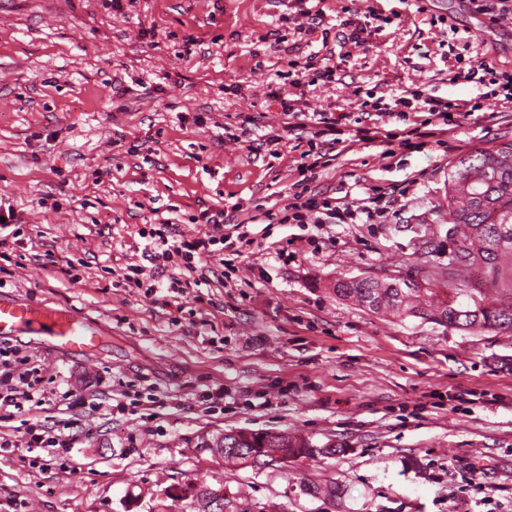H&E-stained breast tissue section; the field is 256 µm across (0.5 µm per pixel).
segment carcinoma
Here are the masks:
<instances>
[{
	"instance_id": "cac0c4a2",
	"label": "carcinoma",
	"mask_w": 512,
	"mask_h": 512,
	"mask_svg": "<svg viewBox=\"0 0 512 512\" xmlns=\"http://www.w3.org/2000/svg\"><path fill=\"white\" fill-rule=\"evenodd\" d=\"M462 176L455 172L448 180V216L457 222L459 212L467 209L465 239L454 249L448 270L441 275L456 282L466 273L483 275L487 289L450 288L444 295L430 294V302L419 301L421 289L413 283L376 278L336 282V296L359 303L370 298L368 309L392 310L401 316L419 317L451 329L476 333L512 331V170L480 181L483 202L473 206L466 199ZM502 294L489 299L486 291Z\"/></svg>"
}]
</instances>
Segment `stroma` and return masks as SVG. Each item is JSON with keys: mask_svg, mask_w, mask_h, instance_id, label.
<instances>
[{"mask_svg": "<svg viewBox=\"0 0 512 512\" xmlns=\"http://www.w3.org/2000/svg\"><path fill=\"white\" fill-rule=\"evenodd\" d=\"M376 5L400 23L342 44L339 23L363 0H325L321 27L300 38L281 21L288 0H136L119 12L105 0H0V197L27 233L0 293L71 308L105 332L90 367L14 338L46 400L0 409V438L40 426L76 441L67 453L0 448V512H198L197 483L242 495L250 512H512V332L375 313L334 291L365 276L446 290L448 176L512 143V112L474 113L419 153L385 160L359 143L317 169L313 188L332 197L393 193L384 223L272 225L230 283L213 260L206 284L170 301L114 285L141 262L138 232L156 214L192 235L204 207L230 224L286 204L307 142L283 136L271 156L285 117L270 89L305 112L353 116L358 87L471 99L476 84L448 73L474 34L487 60L512 69V25L489 27L462 0H427L422 13L411 0ZM313 53L335 81L291 84L289 56ZM247 115L253 126L238 132ZM64 256L86 262L81 283L59 272ZM217 387L223 399L208 400ZM459 390L475 401L448 400ZM238 429L310 447L231 463L214 442ZM332 482L336 500L321 492Z\"/></svg>", "mask_w": 512, "mask_h": 512, "instance_id": "35a3bbf8", "label": "stroma"}]
</instances>
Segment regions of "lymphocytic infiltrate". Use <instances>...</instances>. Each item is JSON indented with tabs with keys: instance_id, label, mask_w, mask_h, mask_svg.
Returning a JSON list of instances; mask_svg holds the SVG:
<instances>
[{
	"instance_id": "1",
	"label": "lymphocytic infiltrate",
	"mask_w": 512,
	"mask_h": 512,
	"mask_svg": "<svg viewBox=\"0 0 512 512\" xmlns=\"http://www.w3.org/2000/svg\"><path fill=\"white\" fill-rule=\"evenodd\" d=\"M464 77L478 84V97L454 100L418 86L410 87L398 95L375 96L363 101L367 117L363 123H351L344 112H315L305 117L292 104L283 103L282 109L288 118L302 121L300 130L307 137L308 161L297 169L299 178L292 185L287 204L278 212H266L268 223L351 224L361 214L374 219L381 211V196L376 189H368L366 197L356 202L330 198L311 189V173L330 167L333 157L328 148L344 139L352 145L378 144L382 158L389 159L398 149L407 153L424 150L430 139L446 134L449 128L459 127L462 119L481 111L484 105L512 109V71L502 70L475 56L470 58ZM392 119L402 121V128L386 129V121ZM196 221L201 225L200 231L188 236L177 233L171 219L155 223L148 233L152 247L145 252L144 263L128 264L119 274L116 287L138 288L148 296L164 287L180 295L187 286L182 273L197 272L200 265L233 243L245 246L252 243L244 223L225 227L223 213L205 209L200 211ZM27 362L19 347L0 341V408L18 407L25 402L39 406L44 402L39 371L28 367Z\"/></svg>"
}]
</instances>
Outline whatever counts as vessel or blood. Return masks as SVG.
Returning a JSON list of instances; mask_svg holds the SVG:
<instances>
[{
	"instance_id": "b4317fda",
	"label": "vessel or blood",
	"mask_w": 512,
	"mask_h": 512,
	"mask_svg": "<svg viewBox=\"0 0 512 512\" xmlns=\"http://www.w3.org/2000/svg\"><path fill=\"white\" fill-rule=\"evenodd\" d=\"M100 334L99 325L74 310L0 296L1 336H22L35 347L86 357L97 349Z\"/></svg>"
}]
</instances>
